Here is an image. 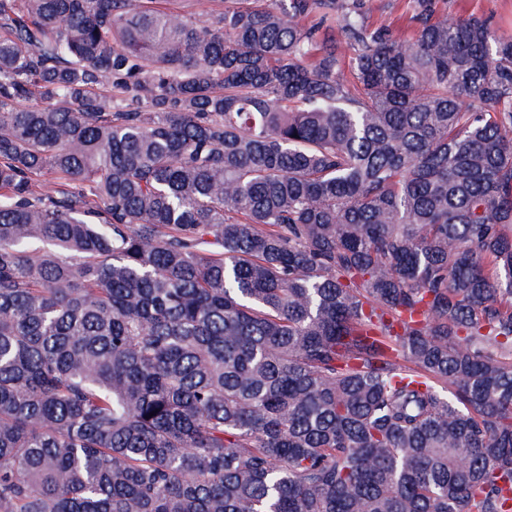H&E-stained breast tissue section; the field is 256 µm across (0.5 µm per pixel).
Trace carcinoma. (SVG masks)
I'll use <instances>...</instances> for the list:
<instances>
[{
    "mask_svg": "<svg viewBox=\"0 0 512 512\" xmlns=\"http://www.w3.org/2000/svg\"><path fill=\"white\" fill-rule=\"evenodd\" d=\"M260 2L0 0V512H512V38Z\"/></svg>",
    "mask_w": 512,
    "mask_h": 512,
    "instance_id": "cac0c4a2",
    "label": "carcinoma"
}]
</instances>
